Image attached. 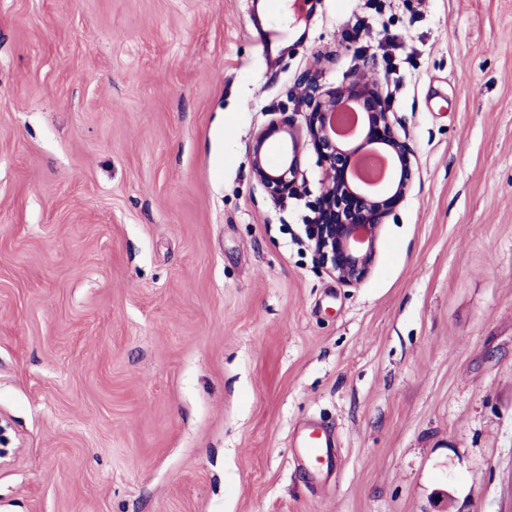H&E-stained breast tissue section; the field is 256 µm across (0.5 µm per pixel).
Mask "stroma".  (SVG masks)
Here are the masks:
<instances>
[{
    "instance_id": "stroma-1",
    "label": "stroma",
    "mask_w": 512,
    "mask_h": 512,
    "mask_svg": "<svg viewBox=\"0 0 512 512\" xmlns=\"http://www.w3.org/2000/svg\"><path fill=\"white\" fill-rule=\"evenodd\" d=\"M299 6L272 61L252 0H0V512H512V0H384L395 76ZM366 66L414 180L348 286L249 152ZM297 458L316 476L336 471L338 461L333 440L319 426L308 423L299 432Z\"/></svg>"
}]
</instances>
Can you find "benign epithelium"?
Wrapping results in <instances>:
<instances>
[{"mask_svg":"<svg viewBox=\"0 0 512 512\" xmlns=\"http://www.w3.org/2000/svg\"><path fill=\"white\" fill-rule=\"evenodd\" d=\"M305 126L273 122L253 138L249 162L254 178L274 199L300 192L305 150L312 147L320 169V193L314 204L317 222L309 233L317 264L338 281L354 286L370 274L384 220L407 194L412 181L409 149L398 134L388 101L378 82L358 71L346 84L308 91ZM354 110L359 123L349 136L336 130V113ZM278 137L279 152L268 144ZM373 151L385 153L391 172L386 183L370 185L355 178L356 159ZM10 423L0 418V465L17 454Z\"/></svg>","mask_w":512,"mask_h":512,"instance_id":"1","label":"benign epithelium"}]
</instances>
